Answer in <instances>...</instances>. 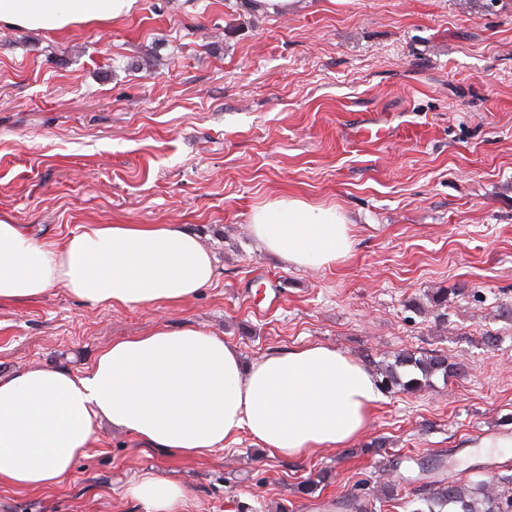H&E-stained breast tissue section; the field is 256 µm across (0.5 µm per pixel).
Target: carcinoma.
I'll use <instances>...</instances> for the list:
<instances>
[{"label": "carcinoma", "instance_id": "cac0c4a2", "mask_svg": "<svg viewBox=\"0 0 512 512\" xmlns=\"http://www.w3.org/2000/svg\"><path fill=\"white\" fill-rule=\"evenodd\" d=\"M429 302L436 319L447 320L448 290L432 293ZM380 371L384 388L398 387L416 393L431 387L434 376L440 374L446 379L462 371V365L448 362V357L438 351L420 356L407 351ZM412 495V502L420 503L412 512H512V475H500L476 485L440 479L413 490Z\"/></svg>", "mask_w": 512, "mask_h": 512}]
</instances>
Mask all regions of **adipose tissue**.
<instances>
[{"mask_svg":"<svg viewBox=\"0 0 512 512\" xmlns=\"http://www.w3.org/2000/svg\"><path fill=\"white\" fill-rule=\"evenodd\" d=\"M137 0H0V25L65 33L119 24ZM252 235L293 266L331 267L350 251L333 206L283 197L256 208ZM217 277L216 260L178 224H80L59 239L0 219V303L59 287L92 308L179 305ZM383 391L336 347L307 344L244 364L222 336L157 327L118 339L84 370L38 366L0 374V484L35 492L65 484L101 423L143 446L195 458L248 435L270 455L303 459L366 429ZM141 512H185L189 492L145 473L127 488Z\"/></svg>","mask_w":512,"mask_h":512,"instance_id":"adipose-tissue-1","label":"adipose tissue"}]
</instances>
